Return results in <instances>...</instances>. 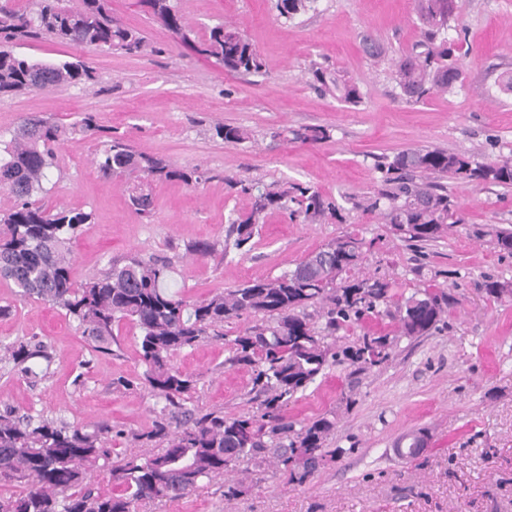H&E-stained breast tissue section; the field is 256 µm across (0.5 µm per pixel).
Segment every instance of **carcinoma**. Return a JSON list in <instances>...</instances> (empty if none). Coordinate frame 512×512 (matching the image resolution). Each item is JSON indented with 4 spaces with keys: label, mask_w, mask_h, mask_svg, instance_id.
<instances>
[{
    "label": "carcinoma",
    "mask_w": 512,
    "mask_h": 512,
    "mask_svg": "<svg viewBox=\"0 0 512 512\" xmlns=\"http://www.w3.org/2000/svg\"><path fill=\"white\" fill-rule=\"evenodd\" d=\"M316 2L274 0L273 8L288 22L315 9ZM140 4L199 57L215 60L228 72L261 70L256 48L235 27H214L207 39L197 41L173 0H140ZM459 8V0H418L422 40L395 63L396 83L407 100L419 103L433 93L458 88L460 71L448 29ZM47 38L76 51L94 48L138 55L148 47L138 31L113 14L112 0H29L24 9L16 7L15 0H0L1 97L95 79L93 70L78 57L41 62L14 50ZM311 75L315 89L348 106L362 103L357 83L319 67ZM100 131L91 113L69 125L29 114L21 118L10 139L0 140V189L13 199L12 207L0 216V277L14 284L20 298L42 301L76 322L96 353H112L114 327L120 322L128 320L139 329L144 384L165 405L151 430L133 439L165 440L167 446L152 455L114 462L106 424L88 431L43 416L0 414V479L22 478L29 483L25 494L0 498V512H136L144 501L185 498L245 460L271 462L288 476V482L305 483L327 456L324 444L334 421L320 417L297 429L288 421L286 409L336 361L328 336L367 313L392 319L401 336H428L442 320L448 298L442 291L425 288L392 307L385 280L363 275L343 281L344 274L364 261V242L352 233L310 253L292 271L248 281L201 301L191 302L169 291L172 262L163 256L115 260L98 276L78 284L71 276L72 246L92 214L64 207L48 210L35 196L46 192L57 145L77 134ZM214 135L232 144L250 139L244 128L227 124L216 125ZM281 135L321 142L331 138V130L285 129ZM97 166L106 176L134 175L186 185L201 180L198 170L137 153L123 138L112 135ZM374 168L380 188L371 207L380 211L396 234L413 242L436 240L449 225L464 221L438 180L512 186V155L485 161L466 151L413 147L391 158H377ZM228 183L250 195L252 206L230 219L226 255L242 251L272 211H285L302 224L341 219L336 202L308 185L272 184L261 189L242 180ZM130 202L140 218L153 217L154 200L144 188L133 186ZM311 308L326 312L327 333L314 326ZM251 314L262 316V321L230 340L229 361L255 367L252 392L260 400L261 413L226 418L223 412L212 411L195 416L184 404L192 379L175 367L174 355L219 336L224 323ZM391 350L388 335L366 333L343 355L365 370L388 361ZM6 354L13 369L26 377L47 373L51 363L49 355L27 343L7 347ZM99 471L108 472L117 493L94 486Z\"/></svg>",
    "instance_id": "1"
}]
</instances>
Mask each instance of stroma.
<instances>
[{
	"label": "stroma",
	"mask_w": 512,
	"mask_h": 512,
	"mask_svg": "<svg viewBox=\"0 0 512 512\" xmlns=\"http://www.w3.org/2000/svg\"><path fill=\"white\" fill-rule=\"evenodd\" d=\"M198 37L230 24L256 47L259 72L225 74L196 57L139 6L112 0V10L148 42L129 56L87 50L81 58L94 82L60 90L0 98V134L9 135L22 116L38 114L70 124L94 114L102 131L65 142L57 151L50 190L40 204L92 213L73 246L72 277L83 282L112 259L129 255L174 258L170 291L190 300L244 282L291 270L329 241L353 233L367 253L363 273L384 277L392 300L435 285L453 298L432 335L398 337L389 319H366L337 330L340 345L364 332L395 337L390 359L360 375L348 360L289 404L287 415L302 426L334 419L327 458L304 485L289 483L268 466L242 462L232 478L242 493L224 497L216 480L176 502H145L140 512H512V300H489L484 285H512V254L500 251L489 225L512 228V187L459 185L448 191L460 205L463 224L436 241L414 247L383 224L368 204L378 186L373 163L415 146L467 151L487 159L512 153V94L499 92L501 73L512 69V0H462L449 34L458 42L464 85L412 104L400 94L394 64L421 38L415 0H318V9L293 22L277 19L271 0H176ZM380 42L385 54L373 62L363 41ZM319 64L354 80L363 95L348 107L319 93L310 68ZM247 129L250 142L229 144L213 135L216 123ZM326 126L330 140L303 143L274 138L286 128ZM135 150L181 168H199L202 182L153 183L151 221L133 211L128 185L106 178L95 160L105 130ZM263 186L303 183L336 198L342 217L300 224L269 214L250 252L224 255L231 216L250 207L228 178ZM199 241L215 243L206 257L188 254ZM0 346L45 345L52 361L46 376L27 378L0 361V414L58 418L93 428H112L113 458L148 455L162 441H135L149 431L161 404L139 383L145 367L138 330L115 328L113 354L95 355L76 324L58 310L20 300L12 282L0 279ZM245 316L212 339L176 354L174 362L193 375L185 404L197 413L225 417L258 410L249 394L253 370L230 366L224 340L256 324ZM134 381L131 389L118 379ZM422 430L428 446L405 460L394 451L406 433Z\"/></svg>",
	"instance_id": "obj_1"
}]
</instances>
